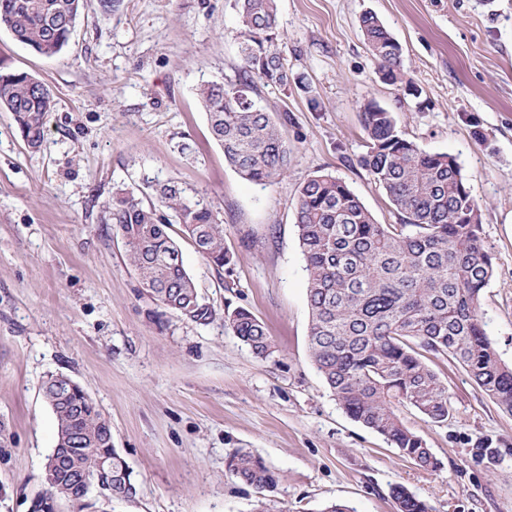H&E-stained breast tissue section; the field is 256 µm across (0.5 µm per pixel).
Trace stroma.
<instances>
[{
	"label": "stroma",
	"mask_w": 512,
	"mask_h": 512,
	"mask_svg": "<svg viewBox=\"0 0 512 512\" xmlns=\"http://www.w3.org/2000/svg\"><path fill=\"white\" fill-rule=\"evenodd\" d=\"M235 0H82L68 45L42 57L0 31V69L45 83L56 107L28 150L0 111V512H30L45 492L55 417L49 375L78 383L112 424L135 499L112 512H253L232 477L235 449L260 456L277 485L271 512H395L400 484L432 512H512V414L457 364L434 361L452 415L434 424L401 405L406 427L440 462L416 466L348 417L313 366L307 275L293 202L310 176L344 181L378 223L399 215L358 163L362 111L390 110L403 135L453 155L478 202L494 272L481 296L486 330L512 365V0H279L278 31L303 87L258 84L292 151L262 186L224 160L200 86L235 80ZM375 13L402 48L417 88L383 82L359 18ZM175 182L210 202L232 262L215 270L170 234L204 303L199 325L160 307L127 262L105 206L118 188L142 200ZM266 326L269 358L224 326L226 306Z\"/></svg>",
	"instance_id": "1"
}]
</instances>
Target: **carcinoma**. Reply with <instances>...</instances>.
<instances>
[{"label": "carcinoma", "mask_w": 512, "mask_h": 512, "mask_svg": "<svg viewBox=\"0 0 512 512\" xmlns=\"http://www.w3.org/2000/svg\"><path fill=\"white\" fill-rule=\"evenodd\" d=\"M80 0H0V29L33 52L53 57L68 44ZM241 67L235 81L199 89L213 140L224 160L243 178L269 184L288 170L291 149L271 113L241 94L255 80L286 86L294 77L285 64L278 34L277 0H236ZM360 28L381 78L403 82L394 37L374 14ZM55 98L24 72H0V109L10 112L25 146L37 151ZM363 128L367 151L359 165L382 187L400 216L380 224L340 179L308 178L293 202L308 283L309 352L313 365L344 412L383 436L425 470L440 463L423 438L405 426L397 405L416 408L431 423L448 421V389L425 354L459 364L500 408L512 413V366L501 361L484 329L480 298L493 275V257L483 240L481 212L456 158L429 153L397 129L392 112L369 102ZM165 208L173 220L160 214ZM125 255L161 307L197 324L213 319L184 268L169 233L182 227L215 269L230 263L224 224L212 204L188 196L169 182L157 202L144 203L118 189L108 204ZM224 326L261 359L273 353L264 324L244 307L224 309ZM43 395L57 421L59 466L46 495L83 512L97 487L103 455L112 454V490L134 498L133 475L118 481L126 464L112 446V424L89 395L67 393L52 377ZM229 474L259 494L256 512H268L264 493L277 484L259 456L237 449L227 458ZM396 512H429L404 486L391 488Z\"/></svg>", "instance_id": "obj_1"}]
</instances>
